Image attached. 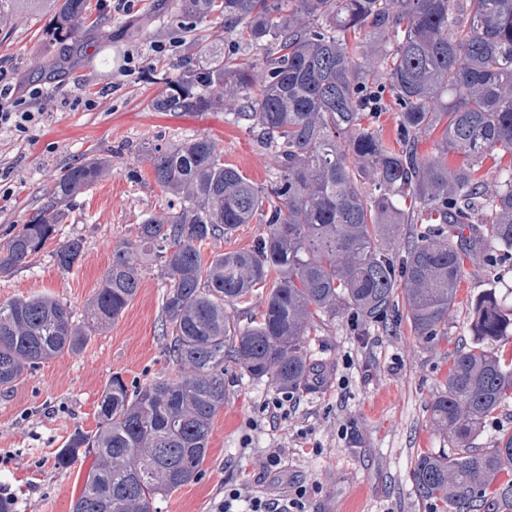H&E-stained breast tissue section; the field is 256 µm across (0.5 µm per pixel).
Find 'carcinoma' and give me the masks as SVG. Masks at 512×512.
Returning a JSON list of instances; mask_svg holds the SVG:
<instances>
[{"mask_svg":"<svg viewBox=\"0 0 512 512\" xmlns=\"http://www.w3.org/2000/svg\"><path fill=\"white\" fill-rule=\"evenodd\" d=\"M1 9L51 15L55 73L79 65L72 47L108 24L92 0H0ZM213 18L224 22V42L196 40L160 75L149 108L208 112L240 99L234 119L272 151L276 177L256 186L211 138L155 146L154 180L175 204L115 248L84 318L44 294L0 302V387H9L117 320L146 256L169 281L164 330L182 372L133 390L112 377L96 431L75 430L58 452L61 466L95 459L72 512H151L156 496L197 478L224 407V363L294 390L313 371L305 336L314 318L342 308L363 335L398 316L399 285L411 330L434 345L448 335L465 260H512V0H177L168 25L192 33ZM386 93L398 115L392 143L376 127ZM438 128L434 151L419 154L415 142ZM451 154L463 163L448 165ZM489 155L499 166L491 193L480 175ZM110 163L93 153L55 179L46 203L0 243L1 276L58 235L72 200ZM408 202L427 220L400 256L393 246ZM252 222L266 231L251 250L203 256L205 241ZM83 250L73 237L52 257L70 270ZM273 271L259 317L243 326L228 315L224 305ZM472 310L473 341L457 346L430 405L460 447L417 456L412 480L420 498L450 512H512V477L486 498L495 478L512 474V435L468 447L512 398V358L486 348L512 338V306L490 288Z\"/></svg>","mask_w":512,"mask_h":512,"instance_id":"obj_1","label":"carcinoma"}]
</instances>
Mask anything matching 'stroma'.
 <instances>
[{
	"label": "stroma",
	"instance_id": "1",
	"mask_svg": "<svg viewBox=\"0 0 512 512\" xmlns=\"http://www.w3.org/2000/svg\"><path fill=\"white\" fill-rule=\"evenodd\" d=\"M173 2L139 0L132 14L113 13L111 34L95 44L93 62L42 85L29 60L48 62L57 52L48 15L0 17V69L13 77L17 93L35 84L42 90L30 104L37 121L27 134L0 130V187L9 191L0 197V241L43 205L53 179L84 154L112 158L105 177L73 201L59 226V240L84 242L78 265L60 270L51 249H44L0 277V302L45 293L83 314L114 249L170 201L142 146L209 137L223 146L225 163L256 186L274 178L270 150L227 112L150 111L159 90L152 74L168 64L155 44L174 42L178 56L191 45L189 34L166 25ZM130 53L144 61L132 74L123 70ZM166 286L158 261L147 260L138 293L118 320L79 352L51 359L0 391V492L10 494L17 512H71L94 459L81 457L63 468L56 455L75 429L95 430L112 376L140 386L179 374L163 331ZM490 287L511 290L512 266L466 262L448 334L435 346L419 340L404 320L372 327L366 336L356 334L345 311L315 320L306 351L319 372L293 390L284 414L271 408L281 388L227 364L224 407L213 421L200 476L157 497L152 512H216L231 487L245 495L241 512L251 496L288 512H446L416 495L411 470L417 454L441 455L457 446L431 421L430 403L445 389L456 346L469 337L474 299ZM274 451L279 465L265 468ZM301 486L307 489L302 498L296 495Z\"/></svg>",
	"mask_w": 512,
	"mask_h": 512
}]
</instances>
